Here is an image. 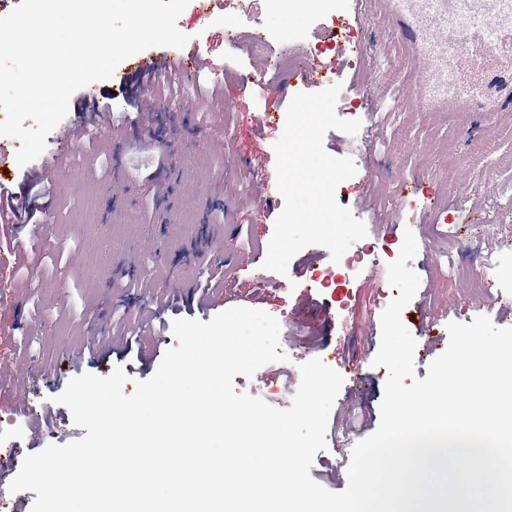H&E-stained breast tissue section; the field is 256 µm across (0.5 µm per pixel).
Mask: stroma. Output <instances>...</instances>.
I'll list each match as a JSON object with an SVG mask.
<instances>
[{
  "mask_svg": "<svg viewBox=\"0 0 512 512\" xmlns=\"http://www.w3.org/2000/svg\"><path fill=\"white\" fill-rule=\"evenodd\" d=\"M178 27L189 41L172 56L195 52L205 64L148 89L178 120L139 128L125 78L132 62L124 60L111 79L91 85L106 113L126 124L122 139L100 128L93 145L71 152L34 223H0V251L22 252L0 262V479L12 481L28 455L85 436L56 401L72 378L119 368L132 394L158 368L143 364V351L161 357L175 346V320L206 322L242 306L278 321L285 359L235 376L236 393L283 409L301 364L362 370L361 392L342 386L325 432L330 446L310 468L318 484L343 491L349 464L337 447L357 444L380 422L387 369L373 360L380 316L399 294L385 280L405 230L417 240L409 266L420 284L403 319L425 310L442 350L450 322L485 315L495 327L512 326V112L430 111L453 86L414 66L381 0H328L292 27L270 0H190ZM254 30L265 40L259 52L248 41ZM333 32L348 37L351 51L323 84L340 85L338 117L362 126L354 135L329 130L324 148L356 166L336 199L365 223L374 259L345 268L303 250L292 262L304 265V277L275 288L258 280L284 206L274 144L292 97L312 89L306 73L330 58L315 44ZM265 64L284 92L254 84ZM397 96L405 108L386 111ZM46 142L21 166L20 140L0 135V186L29 192L31 174L59 149L56 135ZM203 274L218 287L202 297L191 284ZM305 295L318 305L306 328L297 317ZM92 338L105 352L90 360L83 353Z\"/></svg>",
  "mask_w": 512,
  "mask_h": 512,
  "instance_id": "obj_1",
  "label": "stroma"
}]
</instances>
